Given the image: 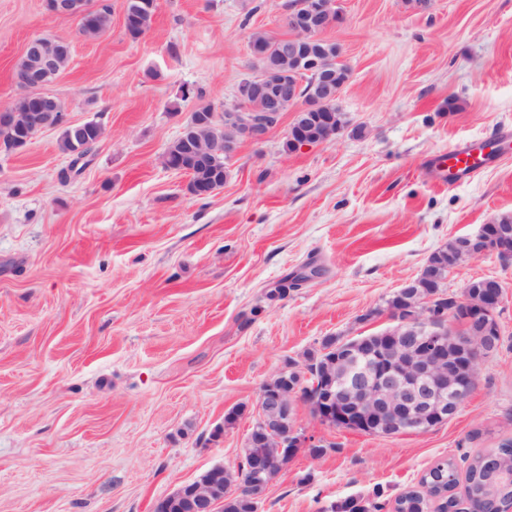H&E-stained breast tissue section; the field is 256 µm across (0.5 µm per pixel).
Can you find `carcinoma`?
Segmentation results:
<instances>
[{
    "instance_id": "carcinoma-1",
    "label": "carcinoma",
    "mask_w": 512,
    "mask_h": 512,
    "mask_svg": "<svg viewBox=\"0 0 512 512\" xmlns=\"http://www.w3.org/2000/svg\"><path fill=\"white\" fill-rule=\"evenodd\" d=\"M154 0H126L125 13L129 16L128 33L138 39L152 25ZM92 13V27L88 33L91 38L104 35L112 23V4L109 0H87ZM102 135L99 123L90 121L79 126H67L60 138L62 151L74 157V161L85 159L91 153ZM26 133L16 129L0 127V151L9 153L18 149L20 139ZM224 123L216 120L214 109L202 104L191 112L185 125V132L175 139L166 149L164 164L174 171L186 169L191 182L204 183L215 191L224 187L227 176L224 160ZM455 244L449 242L435 251L422 273L417 278L415 288L423 293L436 295L433 305L448 303V294L444 291V279L448 267L455 261ZM338 341L335 336L325 339L322 352L310 358L307 371H296V375L314 373L329 356L327 349ZM465 473V495L477 504L483 512H502L501 507L512 503V439L502 441L497 447L469 458ZM459 484L458 466L450 459L435 462L421 480L426 492L408 490L395 500L394 512H429L430 500L437 501L435 512H450L458 506L454 490ZM265 490L262 485L252 489V497L235 495L224 491L223 512H258L259 501ZM379 506L369 500L348 498L332 506V512H377Z\"/></svg>"
}]
</instances>
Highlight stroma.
<instances>
[{
    "label": "stroma",
    "instance_id": "stroma-1",
    "mask_svg": "<svg viewBox=\"0 0 512 512\" xmlns=\"http://www.w3.org/2000/svg\"><path fill=\"white\" fill-rule=\"evenodd\" d=\"M110 2L94 39L45 0H0V110L22 94L26 44L51 37L71 55L46 93L66 124L102 127L79 173L56 128L0 153V512H153L212 466L236 470L266 380L326 337L386 330L387 300L433 251L512 215V151L474 179L434 178L458 144L512 131V0H339L344 19L323 37L351 69L343 129L290 152L286 112L204 198L165 150L198 103L220 116L234 101L252 32L287 36L284 0H155L137 39L125 0ZM190 86L203 99L184 98ZM309 266L316 275L269 298ZM486 276L504 285L503 344L457 414L381 437L297 403L321 448L289 462L258 512L360 496L393 512L435 461L512 438V261L466 260L445 290Z\"/></svg>",
    "mask_w": 512,
    "mask_h": 512
}]
</instances>
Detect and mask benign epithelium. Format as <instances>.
<instances>
[{
    "label": "benign epithelium",
    "mask_w": 512,
    "mask_h": 512,
    "mask_svg": "<svg viewBox=\"0 0 512 512\" xmlns=\"http://www.w3.org/2000/svg\"><path fill=\"white\" fill-rule=\"evenodd\" d=\"M48 10L57 16L81 19L86 7L79 0H46ZM342 20L338 0H304L283 9L281 23L293 29L303 41L314 44L327 27ZM25 51L34 53V61L16 77L26 94L37 97L44 111L57 110L60 100L40 92V72L59 73L66 57L47 48L40 40H31ZM283 65L275 69L247 71L240 79L235 100L224 106V154L235 156L243 140L259 143L274 129L282 113L296 104L301 112H332L333 94L324 88L330 70H348L342 57L321 59L311 54L301 56L286 38L280 45ZM314 75L304 96L298 95L301 75ZM462 253L479 258L488 253H505L512 259L506 240H493L481 231L461 237ZM503 293L487 303H475L463 295L455 304L436 315H420L432 306L433 298L409 301L411 314L401 323L381 333L383 344L357 339L336 349L319 382L321 395L318 417L323 424L333 419L354 430L373 420L381 426L380 435L396 436L407 432H426L451 419L465 403L476 383L479 357L492 352L498 344L491 318L501 307ZM483 316L481 329L464 336H451L435 320H454L460 312ZM288 378V369L263 383L258 405L260 416L254 432L264 433L261 449L253 450L255 441L247 437L241 457L249 458L248 478L238 492L247 494L258 484L270 483L284 470L299 448L309 446V439L295 426L294 401L305 385L280 387ZM225 469L218 465L198 479L185 483L159 499L154 512H168L177 507L182 512H222Z\"/></svg>",
    "instance_id": "obj_1"
}]
</instances>
